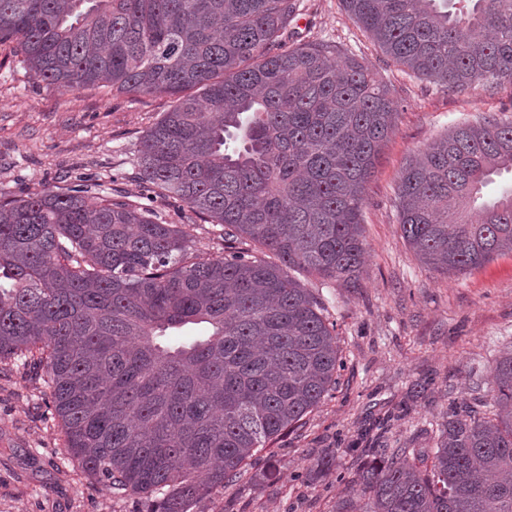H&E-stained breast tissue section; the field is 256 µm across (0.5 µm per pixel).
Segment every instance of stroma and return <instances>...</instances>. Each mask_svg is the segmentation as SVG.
I'll list each match as a JSON object with an SVG mask.
<instances>
[{
    "label": "stroma",
    "instance_id": "35a3bbf8",
    "mask_svg": "<svg viewBox=\"0 0 512 512\" xmlns=\"http://www.w3.org/2000/svg\"><path fill=\"white\" fill-rule=\"evenodd\" d=\"M288 31L298 43L330 42L363 58L400 105L367 185L362 224L366 263L356 287L298 273L336 326L343 365L332 394L296 431L257 453L244 474L194 512H330L364 498L351 480L370 420L391 416L392 447L430 448L450 404L477 406L491 388L500 346L512 341V254L463 275L421 262L404 240L395 208L407 161L449 127L486 115L512 116V85L453 95L389 64L340 0H299ZM172 105L165 95L59 90L36 81L12 44L0 45V196L22 198L86 179L148 204L185 227L193 250L220 255L224 228L142 181L139 142ZM336 466L311 478L327 449ZM276 481L256 484L269 461ZM135 495L113 494L66 451L45 394L44 371L0 363V512H141Z\"/></svg>",
    "mask_w": 512,
    "mask_h": 512
}]
</instances>
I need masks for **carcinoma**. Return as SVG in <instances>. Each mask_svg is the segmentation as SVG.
I'll use <instances>...</instances> for the list:
<instances>
[{
	"instance_id": "obj_1",
	"label": "carcinoma",
	"mask_w": 512,
	"mask_h": 512,
	"mask_svg": "<svg viewBox=\"0 0 512 512\" xmlns=\"http://www.w3.org/2000/svg\"><path fill=\"white\" fill-rule=\"evenodd\" d=\"M342 0L395 67L464 94L512 83V0ZM298 0H0V44L72 90L159 94L143 180L212 224L224 255L145 204L88 187L0 198V362L46 370L65 448L147 512H193L302 424L336 384L341 350L290 274L362 272L365 187L399 104L337 46L282 49ZM512 117H480L409 160L402 236L448 275L512 253ZM490 412L450 409L434 447L388 451L365 430L352 480L364 512H512V343Z\"/></svg>"
}]
</instances>
